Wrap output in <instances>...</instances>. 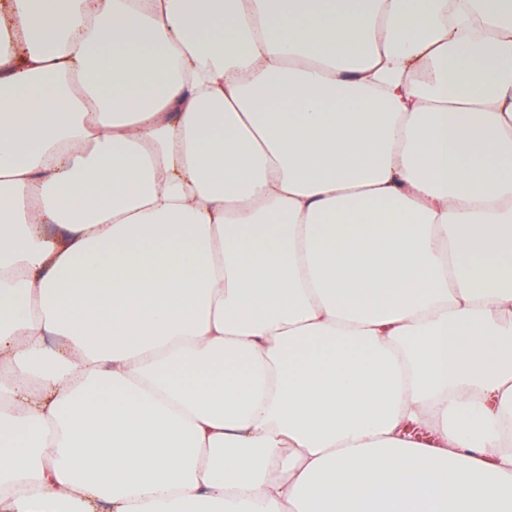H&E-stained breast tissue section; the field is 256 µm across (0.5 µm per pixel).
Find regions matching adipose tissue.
I'll use <instances>...</instances> for the list:
<instances>
[{
  "instance_id": "obj_1",
  "label": "adipose tissue",
  "mask_w": 512,
  "mask_h": 512,
  "mask_svg": "<svg viewBox=\"0 0 512 512\" xmlns=\"http://www.w3.org/2000/svg\"><path fill=\"white\" fill-rule=\"evenodd\" d=\"M5 35L0 512H512V0Z\"/></svg>"
}]
</instances>
